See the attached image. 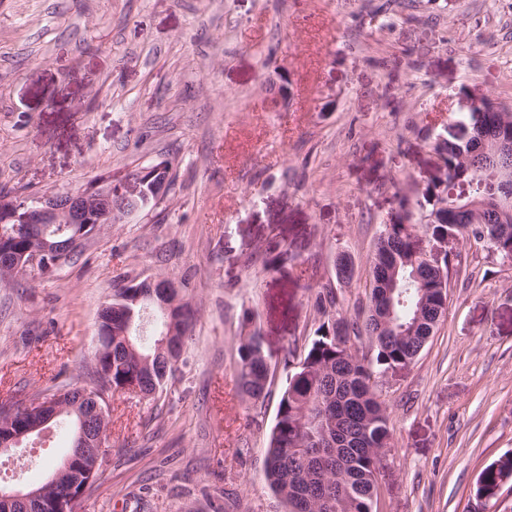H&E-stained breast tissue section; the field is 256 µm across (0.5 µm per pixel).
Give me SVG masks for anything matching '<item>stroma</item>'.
I'll return each instance as SVG.
<instances>
[{
  "instance_id": "obj_1",
  "label": "stroma",
  "mask_w": 512,
  "mask_h": 512,
  "mask_svg": "<svg viewBox=\"0 0 512 512\" xmlns=\"http://www.w3.org/2000/svg\"><path fill=\"white\" fill-rule=\"evenodd\" d=\"M382 2L0 0V189L52 195L160 158L177 171L76 264L0 282V402L93 387L97 313L124 276L172 277L198 309L161 398L109 393L108 454L80 512H285L264 459L316 292L364 298L379 226L442 178L434 138L463 95L512 110V8ZM449 250L443 323L381 379L393 446L378 512H477L479 473L512 452V263L463 239ZM247 312L275 369L257 404L234 378ZM68 446L63 424L32 436L0 478L44 482Z\"/></svg>"
}]
</instances>
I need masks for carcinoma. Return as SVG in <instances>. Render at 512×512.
I'll return each mask as SVG.
<instances>
[{
  "instance_id": "obj_1",
  "label": "carcinoma",
  "mask_w": 512,
  "mask_h": 512,
  "mask_svg": "<svg viewBox=\"0 0 512 512\" xmlns=\"http://www.w3.org/2000/svg\"><path fill=\"white\" fill-rule=\"evenodd\" d=\"M512 133V111L499 109L483 98L480 105L448 123L435 136L445 179L426 189L419 204L418 221H410L409 201L401 199V212L380 225L370 265L366 302L354 313L336 321L337 295L333 287L317 294L316 306L323 321L287 375L278 401L276 422L269 436L265 478L286 512H375L377 474L382 455L392 447L387 409L379 388L371 383L397 366L411 364L423 350L445 316L437 288L449 280L452 261L444 255L429 266L417 255L416 239L423 235L437 243L454 232L461 238L484 243L498 241V256L512 261V216L498 213V196L512 195V184L493 180L496 169L512 165V153L498 150L493 141ZM13 245L39 247L37 235L23 224H6ZM398 269L394 294L393 325L381 327L371 314L388 306L385 294ZM138 301L132 288L120 282L113 289L112 338L101 344L102 370L112 373V390L119 391L132 379L144 397L163 392L180 366L187 365L182 352H167L163 336L176 329L189 339L195 311L178 288L167 298L170 307L148 298ZM246 313L236 349L235 374L242 397L262 403L269 396L271 368L259 332L251 328ZM367 342L369 356L359 360L345 348L350 339ZM63 411L55 423L67 422L76 437L79 414ZM328 416L337 422L329 436L344 445L329 450L326 439H314L304 430L311 420ZM512 480V453L487 465L475 483L476 498L491 503L497 490Z\"/></svg>"
}]
</instances>
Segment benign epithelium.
Instances as JSON below:
<instances>
[{"instance_id": "benign-epithelium-1", "label": "benign epithelium", "mask_w": 512, "mask_h": 512, "mask_svg": "<svg viewBox=\"0 0 512 512\" xmlns=\"http://www.w3.org/2000/svg\"><path fill=\"white\" fill-rule=\"evenodd\" d=\"M153 171L150 168H137L124 175L123 189L125 197L131 201L137 198L160 196L165 186L151 184ZM0 222L7 224H29L31 229L43 238L44 226L54 224H80L70 243L69 250L83 243L99 231V225L112 223V195L99 186H85L56 196L40 198L31 206L4 198L0 200ZM50 243L40 249H21L16 247L0 251V259L15 274L36 273L40 270V259L49 254ZM59 395L49 396L38 402L27 403L18 413L0 425V454L13 452L24 439L56 418L59 413ZM80 447L72 450L66 470L58 472L46 480L41 487H20L6 496L9 503L18 502L35 512L53 509L54 512H75L84 497V489L77 488L88 468H97L105 438L85 428L78 431Z\"/></svg>"}]
</instances>
